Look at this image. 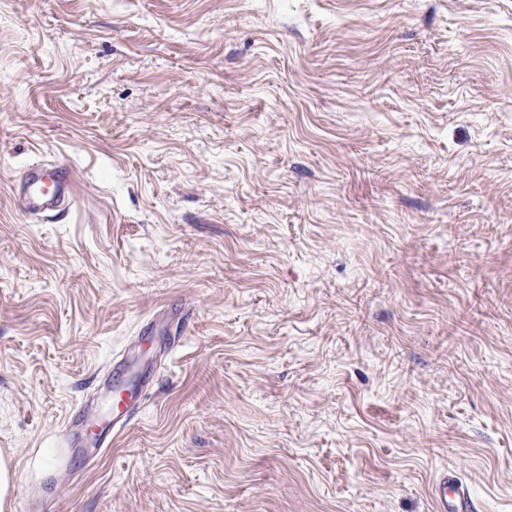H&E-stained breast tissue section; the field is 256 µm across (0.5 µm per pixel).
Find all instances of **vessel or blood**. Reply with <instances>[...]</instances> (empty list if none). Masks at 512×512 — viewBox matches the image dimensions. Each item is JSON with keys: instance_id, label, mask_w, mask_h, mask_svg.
Masks as SVG:
<instances>
[{"instance_id": "1", "label": "vessel or blood", "mask_w": 512, "mask_h": 512, "mask_svg": "<svg viewBox=\"0 0 512 512\" xmlns=\"http://www.w3.org/2000/svg\"><path fill=\"white\" fill-rule=\"evenodd\" d=\"M75 171L59 162L36 163L28 169L18 197L24 214L44 212L49 206L69 200L76 188ZM120 375L104 372V389L80 403L61 433L67 457L98 456L112 447L143 409V393L161 369L158 360L115 359ZM431 496L436 512H473L468 486L456 474L445 472L435 480Z\"/></svg>"}]
</instances>
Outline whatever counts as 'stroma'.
Here are the masks:
<instances>
[{
  "label": "stroma",
  "mask_w": 512,
  "mask_h": 512,
  "mask_svg": "<svg viewBox=\"0 0 512 512\" xmlns=\"http://www.w3.org/2000/svg\"><path fill=\"white\" fill-rule=\"evenodd\" d=\"M1 455L8 512H512V0H0ZM75 171L59 162L35 163L28 169L18 197L22 214L42 213L49 206L70 200L76 188ZM162 357L135 361L127 353L112 361L102 376L105 391L87 397L64 425L61 443L69 467L75 454L99 456L112 448V440L125 433L143 409V393L161 369ZM113 366L123 369V373L113 376ZM431 496L437 512L473 511L469 487L452 472H444L437 477Z\"/></svg>",
  "instance_id": "35a3bbf8"
}]
</instances>
